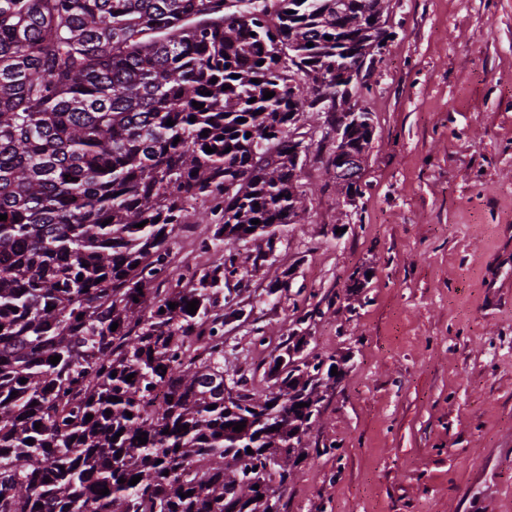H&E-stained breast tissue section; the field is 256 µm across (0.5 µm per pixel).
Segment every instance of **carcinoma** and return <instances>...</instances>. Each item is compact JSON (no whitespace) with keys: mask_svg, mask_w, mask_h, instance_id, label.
<instances>
[{"mask_svg":"<svg viewBox=\"0 0 512 512\" xmlns=\"http://www.w3.org/2000/svg\"><path fill=\"white\" fill-rule=\"evenodd\" d=\"M390 2L0 0V512H280L335 363L294 359L292 335L268 393L233 391L224 285L247 263L237 242L271 253L306 213L293 134L357 106ZM361 112L320 156L350 200ZM200 215L224 263L160 288Z\"/></svg>","mask_w":512,"mask_h":512,"instance_id":"cac0c4a2","label":"carcinoma"}]
</instances>
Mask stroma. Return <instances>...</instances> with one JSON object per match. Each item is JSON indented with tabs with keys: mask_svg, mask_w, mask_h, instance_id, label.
<instances>
[{
	"mask_svg": "<svg viewBox=\"0 0 512 512\" xmlns=\"http://www.w3.org/2000/svg\"><path fill=\"white\" fill-rule=\"evenodd\" d=\"M389 24L363 194L308 154L302 222L224 288V359L265 395L298 325L337 367L281 512H512V0H391ZM213 231L178 229L169 283L222 262Z\"/></svg>",
	"mask_w": 512,
	"mask_h": 512,
	"instance_id": "35a3bbf8",
	"label": "stroma"
}]
</instances>
